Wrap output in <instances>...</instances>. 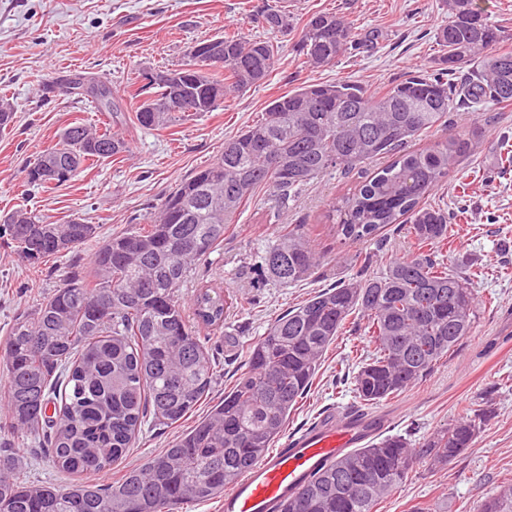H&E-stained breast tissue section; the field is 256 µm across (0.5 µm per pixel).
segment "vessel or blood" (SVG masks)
Segmentation results:
<instances>
[{
	"label": "vessel or blood",
	"mask_w": 512,
	"mask_h": 512,
	"mask_svg": "<svg viewBox=\"0 0 512 512\" xmlns=\"http://www.w3.org/2000/svg\"><path fill=\"white\" fill-rule=\"evenodd\" d=\"M386 424L384 416L361 411L323 415L302 433L287 436L226 489L220 512H276L315 473L347 449L364 447Z\"/></svg>",
	"instance_id": "b4317fda"
}]
</instances>
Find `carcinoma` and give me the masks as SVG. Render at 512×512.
I'll use <instances>...</instances> for the list:
<instances>
[{
	"instance_id": "carcinoma-1",
	"label": "carcinoma",
	"mask_w": 512,
	"mask_h": 512,
	"mask_svg": "<svg viewBox=\"0 0 512 512\" xmlns=\"http://www.w3.org/2000/svg\"><path fill=\"white\" fill-rule=\"evenodd\" d=\"M448 23L437 29L442 47L435 72L413 76L384 92L346 80L309 83L271 100L261 117L224 141V152L181 181L144 224L98 247L80 273L33 313L13 321L3 343L0 392L6 415L0 433L31 436L53 466L70 477L65 486H31L18 480L15 456L0 448V512H172L186 500L219 498L284 434L288 418L318 374L322 357L356 312L374 355L353 377L365 406L413 386L455 351L475 323L477 302L470 278L444 261L450 216L429 203L457 173L469 149L461 133L408 151L412 138L447 126L463 97L474 104L512 102V49L491 20L488 0H446ZM259 20L288 31L292 18L271 5ZM224 65L190 59L167 71L177 86L140 74L149 95L133 122L159 130L211 112L230 96L263 82L279 50L269 41L227 34ZM344 15L319 11L307 17L295 43L312 68L338 62L353 51L376 48ZM477 65L468 81L448 76ZM193 99L190 109L170 105L174 89ZM68 89L97 99L111 112L112 92L82 79ZM161 108L149 111V106ZM120 129L102 132L75 123L27 168V183L61 186L88 162L126 152ZM390 156L354 192L328 204L326 219L344 240L365 242L390 224L408 223L417 251L393 258L379 275L364 272L317 292L276 318L247 347V369L210 413L170 447L125 471L102 489L86 477L123 462L147 417L176 424L193 412L212 386L213 360L199 326L222 327L234 308L222 289L202 287L186 320L177 291L198 261L224 240L254 192L264 187L279 201L294 197L325 173L353 171ZM283 157L288 168L274 166ZM97 227L71 219L43 224L18 209L0 218V245L40 264L76 250ZM263 274L285 285L304 280L319 264L300 228L286 226L255 255ZM494 414L492 403L421 442L390 435L349 451L314 475L280 512H375L419 462L442 466L471 446ZM476 512H512V482Z\"/></svg>"
}]
</instances>
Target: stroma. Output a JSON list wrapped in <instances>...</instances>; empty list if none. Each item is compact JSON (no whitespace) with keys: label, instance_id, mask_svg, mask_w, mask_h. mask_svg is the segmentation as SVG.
Here are the masks:
<instances>
[{"label":"stroma","instance_id":"obj_1","mask_svg":"<svg viewBox=\"0 0 512 512\" xmlns=\"http://www.w3.org/2000/svg\"><path fill=\"white\" fill-rule=\"evenodd\" d=\"M277 0H0V95L11 98L15 122L0 134V217L18 208L39 220L61 224L78 218L96 225L95 241L77 251L33 265L17 252L0 249V339L17 312L34 311L72 268L88 265L100 242L143 223L152 206L196 169L214 161L225 140L256 121L274 97L308 82L353 80L380 91L412 75L432 72L439 56L436 30L447 23L445 0H288L291 30L274 32L254 21L263 4ZM340 11L359 33H375L379 47L356 52L332 67L313 69L293 46L305 19L318 11ZM224 33L269 40L279 47L270 76L218 109L163 130L131 122L130 95L140 70L174 69L188 61L200 41ZM106 83L117 115L99 111L95 100L66 89V79ZM122 120L129 151L94 163L64 185L43 188L24 182L25 169L53 146L73 122L105 128ZM450 122L470 141L456 178L431 197L451 216L450 259H462L478 296L476 322L447 359L405 392L377 406L386 416L385 434L419 439L454 423L491 399L495 414L461 456L441 467L420 463L378 508L410 512H474L485 494L512 481V170L503 171L498 138L512 135V105L462 107ZM359 173L332 171L304 187L284 208L285 222L272 220L276 201L257 194L227 225L216 251L197 263L178 295L192 315L196 288L211 286L233 295L238 306L223 328L200 329L214 353L212 389L178 424H148L124 464L142 465L223 400L246 368L248 343L288 309L323 288L356 275L363 261L383 272L385 259L414 252L407 225L379 231L371 241L340 240L324 213L331 199L352 192ZM304 225L319 266L302 282L282 285L259 276L254 256L271 244L284 224ZM365 322L352 315L326 352L309 391L288 419L287 433L309 425L324 410L357 408L353 377L374 352ZM13 447L23 481L68 484L49 463L44 448L21 437L0 435Z\"/></svg>","mask_w":512,"mask_h":512}]
</instances>
